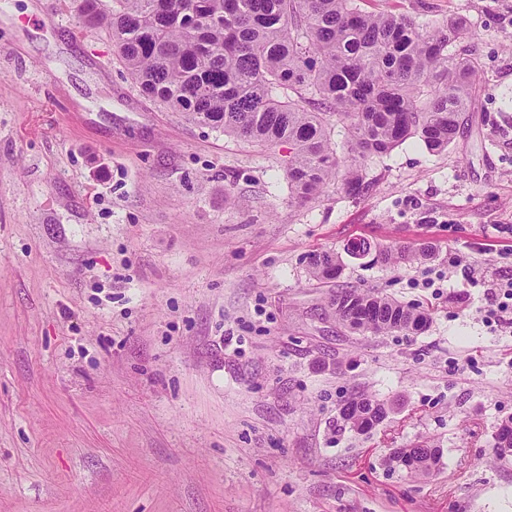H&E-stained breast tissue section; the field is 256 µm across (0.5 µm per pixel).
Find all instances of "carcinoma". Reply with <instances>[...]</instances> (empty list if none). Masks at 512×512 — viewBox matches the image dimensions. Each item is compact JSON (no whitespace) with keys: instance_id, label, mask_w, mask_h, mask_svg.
<instances>
[{"instance_id":"cac0c4a2","label":"carcinoma","mask_w":512,"mask_h":512,"mask_svg":"<svg viewBox=\"0 0 512 512\" xmlns=\"http://www.w3.org/2000/svg\"><path fill=\"white\" fill-rule=\"evenodd\" d=\"M77 0L79 17L102 29L116 59L149 100L255 146L286 143L292 201L305 204L338 183L364 189L359 159L417 135L432 152L455 139L460 115L476 108L479 63L455 47L475 33L461 18L436 26L405 14L366 13L355 0ZM347 128L339 157L330 131ZM427 245L385 254L398 263L430 257ZM317 280L340 271L338 256L310 257ZM336 319L362 333L415 330L427 315L387 296L344 289ZM387 404L358 394L341 408L346 426L370 429ZM427 475L440 462L429 442L387 457ZM494 456H512V422Z\"/></svg>"}]
</instances>
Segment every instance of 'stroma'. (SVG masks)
Segmentation results:
<instances>
[{
    "label": "stroma",
    "instance_id": "obj_1",
    "mask_svg": "<svg viewBox=\"0 0 512 512\" xmlns=\"http://www.w3.org/2000/svg\"><path fill=\"white\" fill-rule=\"evenodd\" d=\"M462 17L479 110L365 189L292 204L288 147L144 97L75 0H0V512H512V0H358ZM430 243L413 264L354 258ZM342 270L321 283L312 254ZM430 315L359 333L337 291ZM358 393L393 412L358 434ZM428 440L432 474L389 468Z\"/></svg>",
    "mask_w": 512,
    "mask_h": 512
}]
</instances>
